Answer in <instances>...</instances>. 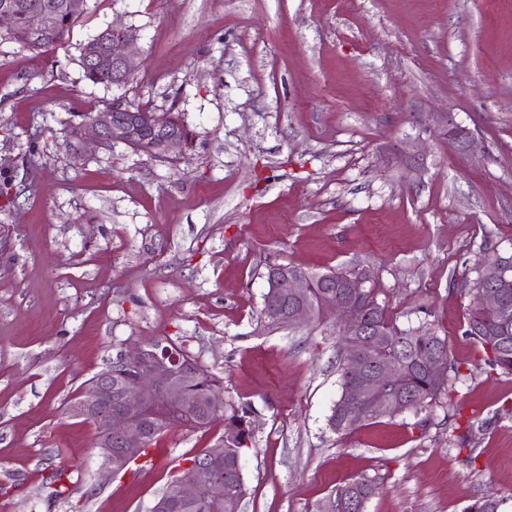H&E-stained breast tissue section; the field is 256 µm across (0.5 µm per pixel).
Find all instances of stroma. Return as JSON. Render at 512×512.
<instances>
[{
	"label": "stroma",
	"instance_id": "1",
	"mask_svg": "<svg viewBox=\"0 0 512 512\" xmlns=\"http://www.w3.org/2000/svg\"><path fill=\"white\" fill-rule=\"evenodd\" d=\"M140 35L129 83L88 81L81 44ZM122 99L192 135L159 161L118 144L74 153L72 113ZM483 145L456 152L434 115ZM36 153H29V144ZM0 507L151 512L223 421L175 429L152 465L112 474L69 401L117 352L181 344L247 410L244 512H311L346 479L366 512H512V374L465 334L454 272L512 255V0H87L64 47L0 39ZM361 269L399 328L431 324L463 375L451 396L351 433L334 321L260 323L266 268ZM482 423L476 463L461 427ZM70 472L55 494L52 470ZM378 489L377 482L366 476L360 475L350 478L316 502L313 506V512H352L350 510V499L362 496L367 502L377 493ZM338 501H340V508L336 511V503ZM326 504H332L333 509L321 511V506Z\"/></svg>",
	"mask_w": 512,
	"mask_h": 512
}]
</instances>
